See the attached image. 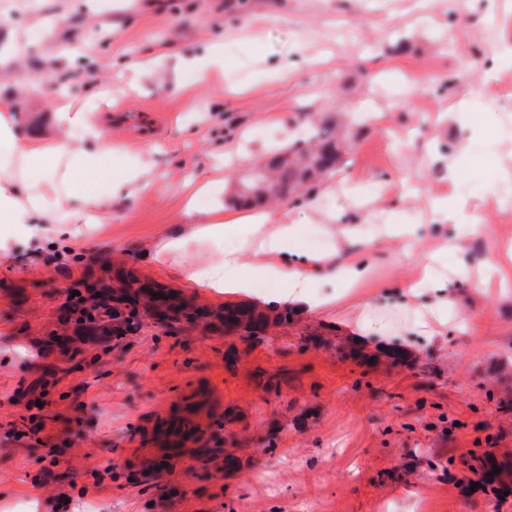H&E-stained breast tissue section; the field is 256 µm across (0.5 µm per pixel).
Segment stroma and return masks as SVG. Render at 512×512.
Wrapping results in <instances>:
<instances>
[{
  "label": "stroma",
  "mask_w": 512,
  "mask_h": 512,
  "mask_svg": "<svg viewBox=\"0 0 512 512\" xmlns=\"http://www.w3.org/2000/svg\"><path fill=\"white\" fill-rule=\"evenodd\" d=\"M508 14L512 0H0V44L14 47L0 94L21 96L19 141L68 106L150 165L136 198L77 223L88 252L55 260L21 237L0 256V512H55L65 495L70 512H512V287L472 294L465 277L512 241ZM53 24L66 54L29 50ZM119 101L159 113V131H112L105 108ZM309 120L346 149L314 198L282 204L299 226L283 250L307 256L310 241L330 247L325 225L353 229L336 261H368L351 292L386 329L361 348L345 300L329 317L226 335L224 296L187 282L181 258L145 257L181 231L187 202L233 212L239 180ZM435 197L465 202L464 224L437 220ZM393 224L410 225L417 256ZM424 261L473 313L469 328L408 333L400 286ZM126 273L206 318L145 314L121 337L78 341L72 292ZM189 394L206 430L172 458L147 430ZM157 456L165 471L145 474L139 458Z\"/></svg>",
  "instance_id": "35a3bbf8"
}]
</instances>
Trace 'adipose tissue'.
<instances>
[{
	"instance_id": "adipose-tissue-1",
	"label": "adipose tissue",
	"mask_w": 512,
	"mask_h": 512,
	"mask_svg": "<svg viewBox=\"0 0 512 512\" xmlns=\"http://www.w3.org/2000/svg\"><path fill=\"white\" fill-rule=\"evenodd\" d=\"M13 97L0 96V255H7L18 236L37 237L44 224H61L65 199L81 197L87 207L86 222H95L113 201L136 196L143 188L147 164L139 158L113 156L101 129H92L96 148L83 149L67 141L70 131L85 126L84 113L63 108L54 114L57 137L19 142L14 132ZM296 225L276 211L238 217L224 222L223 206H215L205 222L187 225L181 236L165 239L152 254L163 263L174 255L188 257L186 278L217 294L247 299L256 296L252 279L240 275L253 265L265 274L288 281L276 304L301 313L334 311L336 297L310 291L317 275L342 282L356 280L361 268L336 267L331 256L289 258L280 246L295 234ZM205 241L222 242L221 251L206 261L191 259L193 247Z\"/></svg>"
}]
</instances>
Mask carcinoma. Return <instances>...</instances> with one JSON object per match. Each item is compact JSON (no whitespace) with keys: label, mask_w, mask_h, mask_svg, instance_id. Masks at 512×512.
Masks as SVG:
<instances>
[{"label":"carcinoma","mask_w":512,"mask_h":512,"mask_svg":"<svg viewBox=\"0 0 512 512\" xmlns=\"http://www.w3.org/2000/svg\"><path fill=\"white\" fill-rule=\"evenodd\" d=\"M342 149L331 128H315L309 138L289 143L258 167L241 182L242 189L234 193L230 202L241 207L288 200L296 202L336 169ZM125 284L128 290L112 292V302L115 303L112 317L123 319L131 329L139 326V307H154L155 297L129 291L134 284L132 280ZM268 321V315L250 305L224 307V333L227 335L242 329L251 331L254 336Z\"/></svg>","instance_id":"cac0c4a2"}]
</instances>
